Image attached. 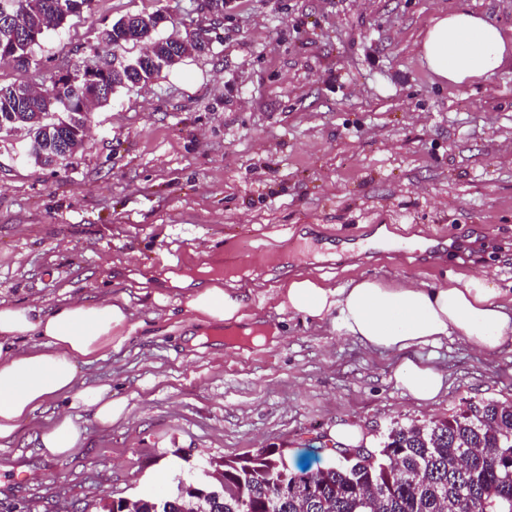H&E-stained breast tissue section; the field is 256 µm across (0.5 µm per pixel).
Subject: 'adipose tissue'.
Returning a JSON list of instances; mask_svg holds the SVG:
<instances>
[{
	"label": "adipose tissue",
	"mask_w": 512,
	"mask_h": 512,
	"mask_svg": "<svg viewBox=\"0 0 512 512\" xmlns=\"http://www.w3.org/2000/svg\"><path fill=\"white\" fill-rule=\"evenodd\" d=\"M422 55L441 81L459 85L495 74L512 59V39L483 17L455 12L434 18ZM200 277L169 274L171 287L186 289V304L205 327L223 326L263 342L247 325V303L238 277L214 275L202 265ZM278 310L318 322L334 317L336 328L373 351L394 352L397 388L415 399L433 401L444 387L435 367L409 357L411 349L458 336L479 350L512 340V298L488 274L449 277L447 284L392 283L359 275L342 287L326 277L299 273L278 286ZM127 299L72 301L42 313L30 306H0V447L11 444L22 423L50 401L70 399L109 425L120 420L124 401L105 384L77 387L78 368L120 350L135 326ZM43 454L63 456L78 445L81 430L71 413L48 418L38 432Z\"/></svg>",
	"instance_id": "adipose-tissue-1"
}]
</instances>
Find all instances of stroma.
<instances>
[{
    "mask_svg": "<svg viewBox=\"0 0 512 512\" xmlns=\"http://www.w3.org/2000/svg\"><path fill=\"white\" fill-rule=\"evenodd\" d=\"M162 12L160 33L204 28V53L93 108L81 148L35 163L25 130L0 138V304L49 311L128 296L137 328L80 366L107 384L125 418L104 426L59 398L0 447V512H106L118 499L217 486L224 460L260 449L339 458L330 429L365 435L448 417L466 403H512V342L481 352L456 336L417 349L445 375L424 404L396 388L398 354L276 310L272 288L300 272L339 287L360 274L443 285L488 268L512 292V66L460 85L435 80L420 51L434 16L472 12L512 35V0H93L48 31L34 65L0 64V83L43 87L93 58L119 18ZM408 239L385 251L315 260L326 242L379 226ZM242 277L250 323L275 340L192 345L201 326L168 271L202 264ZM154 277L138 294L133 273ZM71 409L82 430L67 457L43 455L38 427Z\"/></svg>",
    "mask_w": 512,
    "mask_h": 512,
    "instance_id": "obj_1",
    "label": "stroma"
}]
</instances>
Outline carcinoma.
I'll list each match as a JSON object with an SVG mask.
<instances>
[{
    "mask_svg": "<svg viewBox=\"0 0 512 512\" xmlns=\"http://www.w3.org/2000/svg\"><path fill=\"white\" fill-rule=\"evenodd\" d=\"M73 0H0V14L13 15L14 39L0 29V62L29 66L44 34L74 16ZM158 14L123 17L99 32L104 48L145 41L147 58L130 62H85L95 67L104 92L92 104L107 102L119 88L150 81L187 52L205 47L156 36ZM90 90L67 84L33 89L27 83L0 85V134L27 130L35 161L51 166L62 159L57 139L81 147L87 116L81 100ZM288 480V493L275 486ZM255 512H512V404L469 402L446 419L396 424L375 452L358 449L332 466L309 463L290 468L271 450L224 462V485L201 496L178 483L164 498H140L134 512H238L239 495Z\"/></svg>",
    "mask_w": 512,
    "mask_h": 512,
    "instance_id": "cac0c4a2",
    "label": "carcinoma"
}]
</instances>
